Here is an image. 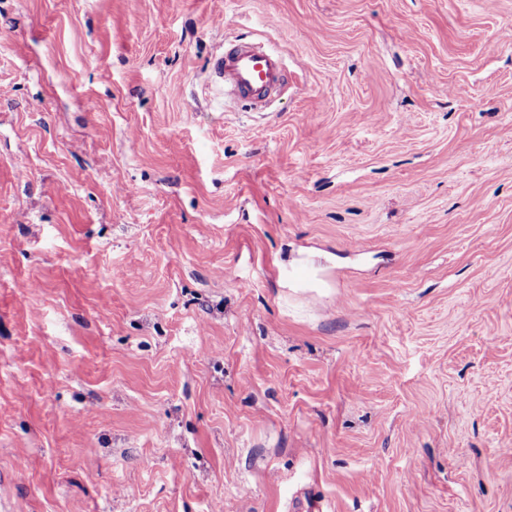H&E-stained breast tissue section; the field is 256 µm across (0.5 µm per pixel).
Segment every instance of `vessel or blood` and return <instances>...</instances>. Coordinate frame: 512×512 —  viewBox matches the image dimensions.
Instances as JSON below:
<instances>
[{
  "label": "vessel or blood",
  "instance_id": "1",
  "mask_svg": "<svg viewBox=\"0 0 512 512\" xmlns=\"http://www.w3.org/2000/svg\"><path fill=\"white\" fill-rule=\"evenodd\" d=\"M209 69L225 99L251 107L259 106L271 92L284 86L281 56L248 42L232 44L215 54Z\"/></svg>",
  "mask_w": 512,
  "mask_h": 512
}]
</instances>
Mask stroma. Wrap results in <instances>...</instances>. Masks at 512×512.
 Here are the masks:
<instances>
[{
	"label": "stroma",
	"mask_w": 512,
	"mask_h": 512,
	"mask_svg": "<svg viewBox=\"0 0 512 512\" xmlns=\"http://www.w3.org/2000/svg\"><path fill=\"white\" fill-rule=\"evenodd\" d=\"M507 20L0 0V512H512ZM209 69L224 99L250 107L259 106L271 92L285 86L281 56L248 42L224 46L212 57Z\"/></svg>",
	"instance_id": "35a3bbf8"
}]
</instances>
